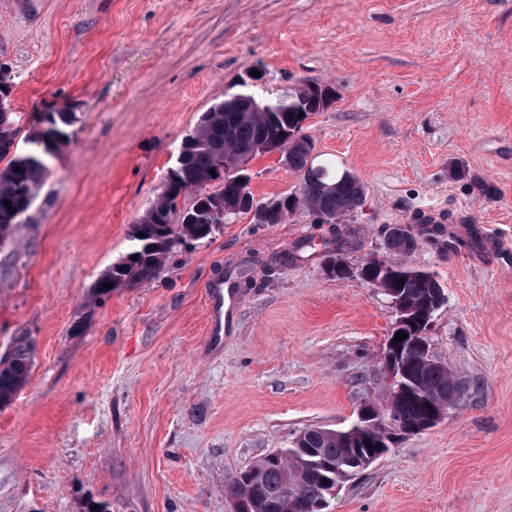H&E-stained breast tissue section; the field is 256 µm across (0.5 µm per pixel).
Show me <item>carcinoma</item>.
<instances>
[{"instance_id":"obj_1","label":"carcinoma","mask_w":512,"mask_h":512,"mask_svg":"<svg viewBox=\"0 0 512 512\" xmlns=\"http://www.w3.org/2000/svg\"><path fill=\"white\" fill-rule=\"evenodd\" d=\"M307 86L304 81L294 92L268 102L270 112H226L220 102L209 107L208 116L197 123L176 166L175 183L181 190L193 191L191 205L180 210L177 196L158 195L133 225L135 249L99 276L93 297L109 294L107 283L115 289L156 278L176 249L188 241L210 237L224 223V201L235 200L242 193V186L228 178L219 183L215 196L207 195L206 187L213 179L210 170L226 155L240 162L250 160L260 144L283 133L288 135L289 169L301 176L294 207L288 213L302 210L337 222L362 206L366 187L357 176L329 162L316 164L310 158L309 141L301 134L298 118L299 112L312 106ZM49 116L57 137L56 150L60 151L70 142V128L78 117L68 106L50 110ZM18 135L11 113L0 112V158L10 155ZM49 158L47 153L36 160L17 154L0 169V236L9 238L17 224L15 213L4 201L20 212L28 211L49 175ZM286 214L276 213L268 223L280 224ZM418 244L409 231L386 236L385 256L380 263H370L366 277L384 288L398 287L396 276L406 267L403 258ZM439 288L434 276L422 270L403 279L401 293L419 310L433 300ZM31 367V352L25 342L17 343L8 358L0 361V405L9 404L24 387ZM410 369L417 376L420 393L405 396L390 392L388 400L397 421H414L425 411V399L447 401L460 390L447 369L422 361L410 363ZM303 436V444H291L277 461L266 456L234 478L231 492L236 499L245 498L244 512H326L329 496L349 480L340 466L352 455V442H357L364 454L376 453L382 433L356 421L349 427L347 439L319 427L305 428ZM370 445L374 449H368Z\"/></svg>"}]
</instances>
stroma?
<instances>
[{
  "label": "stroma",
  "mask_w": 512,
  "mask_h": 512,
  "mask_svg": "<svg viewBox=\"0 0 512 512\" xmlns=\"http://www.w3.org/2000/svg\"><path fill=\"white\" fill-rule=\"evenodd\" d=\"M0 65L17 151L49 109L78 116L0 247V358L23 341L33 361L0 406V512H234L241 471L351 426L388 390L395 315L327 275L328 246L361 267L389 224L444 289L427 340L463 395L329 512H512V0H0ZM303 80L333 90L303 127L312 155L357 175L363 205L238 216L86 311L201 114ZM247 173L259 203L299 188L276 153Z\"/></svg>",
  "instance_id": "1"
}]
</instances>
